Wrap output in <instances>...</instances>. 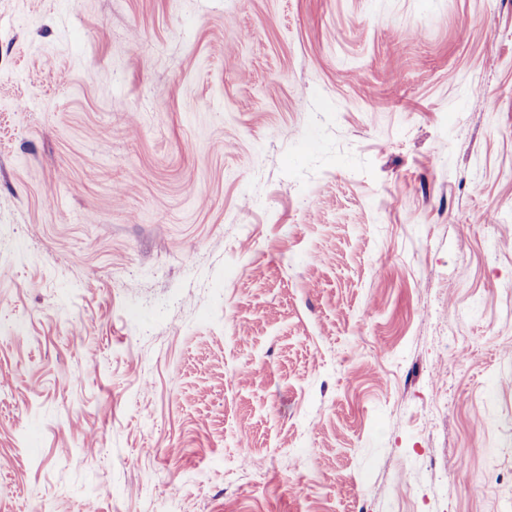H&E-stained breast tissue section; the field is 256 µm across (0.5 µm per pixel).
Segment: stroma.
<instances>
[{"label":"stroma","instance_id":"35a3bbf8","mask_svg":"<svg viewBox=\"0 0 512 512\" xmlns=\"http://www.w3.org/2000/svg\"><path fill=\"white\" fill-rule=\"evenodd\" d=\"M512 512V0H0V512Z\"/></svg>","mask_w":512,"mask_h":512}]
</instances>
